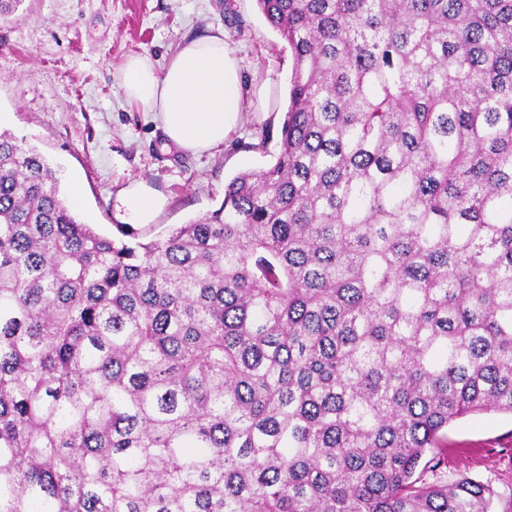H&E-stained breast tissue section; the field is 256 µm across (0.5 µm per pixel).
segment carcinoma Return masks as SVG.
<instances>
[{"label":"carcinoma","instance_id":"obj_1","mask_svg":"<svg viewBox=\"0 0 512 512\" xmlns=\"http://www.w3.org/2000/svg\"><path fill=\"white\" fill-rule=\"evenodd\" d=\"M275 163L149 241L0 131V512H492L512 414V0H257ZM447 454L440 467L432 468L427 455L415 477L423 482L454 480L468 476L488 483L495 491L494 510L505 512L512 505V414L470 415L455 421L442 433Z\"/></svg>","mask_w":512,"mask_h":512}]
</instances>
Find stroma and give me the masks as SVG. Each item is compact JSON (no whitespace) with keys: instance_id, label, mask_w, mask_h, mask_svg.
<instances>
[{"instance_id":"obj_1","label":"stroma","mask_w":512,"mask_h":512,"mask_svg":"<svg viewBox=\"0 0 512 512\" xmlns=\"http://www.w3.org/2000/svg\"><path fill=\"white\" fill-rule=\"evenodd\" d=\"M223 32L242 77V122L204 154L167 140L153 113L129 107L120 89L128 55L164 68L185 41ZM294 66L290 49L255 0H23L0 21V112L9 129L57 171L62 194L83 187L77 218L106 236L120 222L121 191L147 181L169 199L155 223L136 226L148 240L215 210L239 172L269 166L264 130L279 131ZM440 467L420 463L423 482L468 476L496 492V512H512V414L470 415L442 433Z\"/></svg>"}]
</instances>
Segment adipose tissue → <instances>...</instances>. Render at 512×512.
Returning a JSON list of instances; mask_svg holds the SVG:
<instances>
[{"instance_id":"1","label":"adipose tissue","mask_w":512,"mask_h":512,"mask_svg":"<svg viewBox=\"0 0 512 512\" xmlns=\"http://www.w3.org/2000/svg\"><path fill=\"white\" fill-rule=\"evenodd\" d=\"M121 89L130 105L155 113L166 138L190 153L222 146L241 119L239 63L220 32L185 42L161 70L149 55L129 57ZM120 203L125 223L151 224L168 200L142 181Z\"/></svg>"}]
</instances>
